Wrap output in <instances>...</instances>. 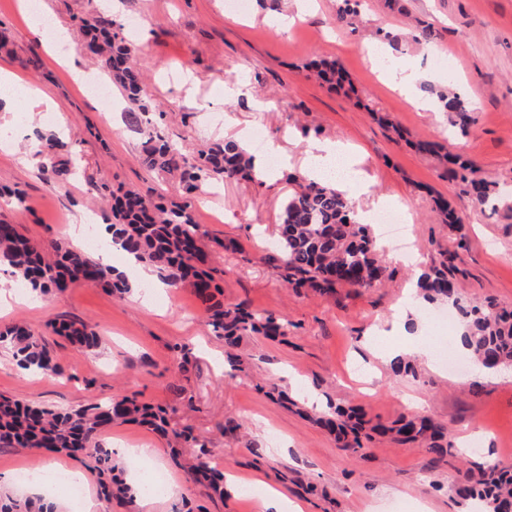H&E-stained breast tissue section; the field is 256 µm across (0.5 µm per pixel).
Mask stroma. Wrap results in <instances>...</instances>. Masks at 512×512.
<instances>
[{
  "mask_svg": "<svg viewBox=\"0 0 512 512\" xmlns=\"http://www.w3.org/2000/svg\"><path fill=\"white\" fill-rule=\"evenodd\" d=\"M227 0H118L111 18L124 25L140 21L131 39L139 46L151 110L158 113L156 132L197 151L232 139L251 154L265 157L275 144L285 164L275 181L262 185L213 180L184 195L174 177L149 171L141 162L142 137L127 123L126 102L112 91V108L76 80L75 72L103 81L100 69L82 49L75 20L103 12L104 0H42L53 26L70 38L62 62L48 54L49 39L30 35L16 0H0V33L9 37L0 52V69L19 75L41 90L30 101L4 102L0 122L9 121L16 137L0 147V189L19 193L23 206L0 203V215L17 224L32 243L76 244L91 257L101 254L100 231L110 217L98 187L164 192L169 200L188 202L207 243L237 240L250 253L248 265L216 250L215 266L224 270V301H248L263 315L288 317L293 327L286 341L244 337L239 353L243 369L224 363V342L203 320V306L192 289L153 288L143 283L137 302L103 288L77 284L66 291L24 296L0 312V329L26 323L42 337L52 357L67 369L61 378L20 368L10 348L0 345V393L52 409L89 405L115 396H134L167 407L174 424L193 425L212 448L223 451V467L262 485L226 489L224 498L203 500L169 457H161L172 491L153 512H186L202 504L205 512H261L265 485L285 491L305 512H469L451 488L462 480L466 461L512 466L504 446L512 441V367L490 376L461 380L441 365L442 346L456 344L459 323L431 321L430 311L414 318L429 359H417V378L398 377L390 363L369 349L373 324L401 321L400 303L411 285L412 266L386 256L392 276L382 288L358 293L340 289L322 297L295 293L282 283L266 260L275 245V229L286 180L296 171L310 141L340 140L352 150L357 168L371 182L370 192L354 197L356 207L374 208L380 197L398 199L407 220L410 244L429 266L440 249L458 251L453 279L462 300L493 297L512 308V217L473 203L463 183L448 182L438 160L415 144L432 141L442 151L464 154L481 175L512 184V0H406L407 10H389L385 0H362L356 27L337 25V0H251L246 15L226 7ZM297 14L299 26L281 34L275 21ZM431 24L430 42L417 43V21ZM397 35L394 61L420 72L423 86L410 95L393 90L366 56L363 46L379 43L380 32ZM40 69H33L31 56ZM340 60L356 98L328 90L306 78L303 66L313 58ZM453 89L473 109L467 132L452 128L447 113L419 112L410 97L433 101L435 92ZM372 103L374 112L356 106ZM52 121H45V113ZM72 136L79 169L67 186L50 183L35 156L37 131ZM448 199L463 224L455 231L442 224L435 198ZM92 216L93 228L73 240L75 220ZM465 249H458V241ZM79 318L99 335L88 352L55 335L52 321ZM190 350L188 375L177 371L175 344ZM274 379L299 405L283 408L256 389L259 378ZM187 385L186 403L176 393ZM322 401L365 410L373 420L392 422L421 415L448 430L452 446L436 458L425 446H403L372 439L356 454L337 447L333 436L300 410L308 394ZM239 419L238 438L222 434L225 417ZM114 448H166L165 440L133 424L115 423L101 435ZM60 463L83 472L87 497L98 495V477L87 456L32 449L0 448V474L11 475L4 495L22 500L30 487L14 482L19 470L35 473Z\"/></svg>",
  "mask_w": 512,
  "mask_h": 512,
  "instance_id": "obj_1",
  "label": "stroma"
}]
</instances>
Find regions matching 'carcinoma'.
<instances>
[{
	"instance_id": "cac0c4a2",
	"label": "carcinoma",
	"mask_w": 512,
	"mask_h": 512,
	"mask_svg": "<svg viewBox=\"0 0 512 512\" xmlns=\"http://www.w3.org/2000/svg\"><path fill=\"white\" fill-rule=\"evenodd\" d=\"M82 46L98 66L119 88L127 103L126 116L142 135V164L161 174H179L182 190L189 195L200 184L216 177L226 182L254 181L253 160L247 150L234 141L216 143L191 153L153 132L149 113L143 66L134 59L130 42L107 16L91 13L78 18ZM333 91L348 84L344 65L337 59H314L306 66ZM436 106L448 113L452 126L466 132L472 122L468 103L458 94L437 95ZM37 154L43 158L46 178L59 184L68 183L75 174L69 143L54 134L39 137ZM450 181L467 185L472 200L492 212L512 213V197L491 180L476 177L477 169L463 155L445 158ZM296 188L283 201L275 252L268 257L281 280L298 291L310 288L321 296H334L340 288L371 291L388 278L376 238L370 225L356 220L349 198L328 181H311L292 176ZM101 197L110 206L113 221L112 239L126 252L154 268L157 276L170 287L187 285L204 306L207 325L224 339V357L238 368L239 343L246 335L268 340H283L293 327L286 317L261 315L246 301L226 305L221 300L223 288L218 276L224 271L212 266L213 254L202 242L203 234L190 205L174 203L166 209L158 204V195L128 190L115 193L101 184ZM443 223L455 225L461 218L447 200H436ZM53 261L44 260L37 247L19 234L17 225L0 219V261L13 268L24 287L33 291L54 289L58 292L84 283L123 295L129 289L124 275H114L85 252L50 244ZM413 301L425 304L448 302L456 309L463 325L460 343L473 360L492 369L512 365V309L499 306L491 299L481 302L461 301L454 288L448 258L428 268L419 278ZM54 332L71 344L91 349L96 334L81 319L61 321ZM0 342L14 349L19 364L53 375L63 374L54 363L40 336L28 326L15 323L0 330ZM316 422L332 434L339 448L352 454L363 448L362 439L372 434L387 436L400 444L422 443L427 450L443 457L448 454V436L444 427L433 420L400 418L388 425L370 424L354 408L330 407ZM114 423H136L161 435H172L178 443L193 449L194 461L185 466L190 480L207 490L224 495V472L211 465L212 449L198 439L189 426H171L169 411L162 406L142 403L134 397L63 410L31 406L21 400L0 398V447L46 448L76 455L85 450L95 452L101 494L107 504L117 502L128 512H135L133 488L121 477L122 469L114 463L113 453L99 445L97 436ZM456 495L475 512H512V468L497 463L480 464L466 470L456 486ZM54 512L43 501L19 505L10 497H0V512Z\"/></svg>"
}]
</instances>
